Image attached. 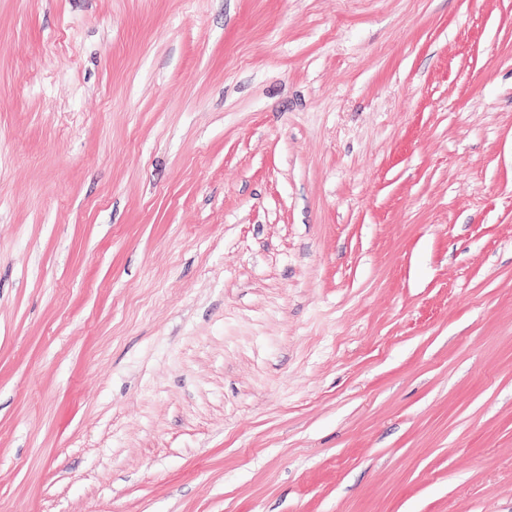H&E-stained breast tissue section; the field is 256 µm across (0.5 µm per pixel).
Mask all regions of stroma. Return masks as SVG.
<instances>
[{
    "mask_svg": "<svg viewBox=\"0 0 512 512\" xmlns=\"http://www.w3.org/2000/svg\"><path fill=\"white\" fill-rule=\"evenodd\" d=\"M0 512H512V0H0Z\"/></svg>",
    "mask_w": 512,
    "mask_h": 512,
    "instance_id": "1",
    "label": "stroma"
}]
</instances>
